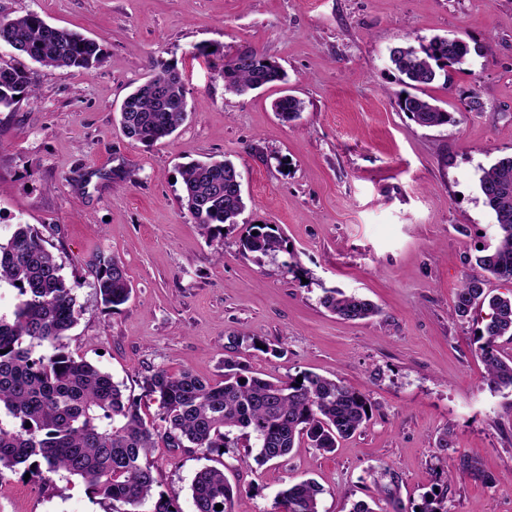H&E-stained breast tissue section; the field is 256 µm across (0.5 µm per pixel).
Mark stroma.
I'll return each mask as SVG.
<instances>
[{
    "instance_id": "1",
    "label": "stroma",
    "mask_w": 512,
    "mask_h": 512,
    "mask_svg": "<svg viewBox=\"0 0 512 512\" xmlns=\"http://www.w3.org/2000/svg\"><path fill=\"white\" fill-rule=\"evenodd\" d=\"M36 12L97 40L87 72L38 71L37 94L0 111V234L40 228L80 308L66 350L146 398V371L190 369L221 380L224 360L275 377L312 371L364 393L372 420L335 452L300 446L288 461L247 460L243 447L203 458L156 448L158 488L194 512L190 485L223 469L248 512H276L288 484L315 480L320 512H375L429 498L445 512H512V387L492 389L474 337L482 312L454 315L455 292L479 246L498 241L479 190L483 169L512 155V0H0V16ZM471 53L425 92L455 123L422 127L400 111L404 86L389 53L434 36ZM264 52L283 82L226 93L220 71L239 48ZM177 66L193 112L172 135L131 144L125 96ZM478 94L484 111L467 108ZM299 98V119L273 103ZM240 170L247 208L212 239L181 203L183 166L207 158ZM278 229L277 256L242 251L252 224ZM117 257L133 292L113 310L88 262ZM375 303L345 321L324 289ZM281 347L284 357L272 355ZM448 447H440V438ZM0 512H109L76 477L24 471L0 483Z\"/></svg>"
}]
</instances>
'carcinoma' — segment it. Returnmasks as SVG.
Segmentation results:
<instances>
[{"label": "carcinoma", "instance_id": "1", "mask_svg": "<svg viewBox=\"0 0 512 512\" xmlns=\"http://www.w3.org/2000/svg\"><path fill=\"white\" fill-rule=\"evenodd\" d=\"M28 56L43 67L89 70L101 57L100 44L78 32L45 22L34 12L0 18V46ZM470 54L457 37L435 36L419 46L390 50V61L403 85L410 88L398 100L401 111L422 127L456 122L454 113L422 95L438 72L451 73ZM224 91L242 95L285 79L281 67L263 52L224 55ZM36 72L0 63V109H10L23 94L36 90ZM303 102L285 95L275 112L286 122L299 119ZM123 135L132 144L151 145L171 136L187 117L182 73L164 66L130 92L119 112ZM182 205L202 233L224 235V226L238 224L245 210L241 173L229 160L196 162L181 172ZM479 188L494 213L500 239L475 256L473 272L464 275L453 311L459 318L488 309L476 343L490 387H512V356L499 340L512 341V295H492L485 275L512 280V156L483 171ZM241 239L243 250L274 255L283 238L265 224L254 225ZM102 305L116 309L128 302L132 287L124 265L97 254L90 263ZM16 291L11 316L0 315V483L20 465L44 481L65 472L83 481L88 492L108 500L111 512H181L172 498L155 490L152 453L158 443L172 451L191 448L208 456L231 443L234 430L259 443L256 461L285 462L302 441L332 452L340 439L354 436L371 420L369 398L342 382L313 372L285 379L250 375L233 358L224 359V379L210 382L189 369L171 374L149 370L142 389L158 403L156 417L147 420L138 402L124 395L112 375L85 359L65 352L64 339L80 313L75 285L45 246L32 224H16L0 239V287ZM325 309L347 321L379 313L377 306L338 288L325 290ZM195 512H241L224 470L205 467L191 483ZM322 489L311 479L294 482L279 492L277 512H320ZM222 510H215L216 505Z\"/></svg>", "mask_w": 512, "mask_h": 512}]
</instances>
